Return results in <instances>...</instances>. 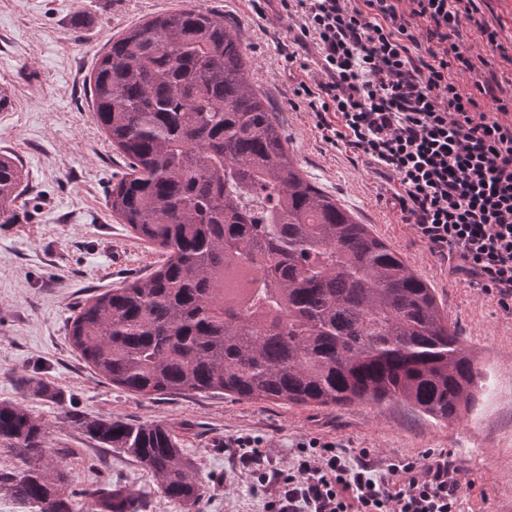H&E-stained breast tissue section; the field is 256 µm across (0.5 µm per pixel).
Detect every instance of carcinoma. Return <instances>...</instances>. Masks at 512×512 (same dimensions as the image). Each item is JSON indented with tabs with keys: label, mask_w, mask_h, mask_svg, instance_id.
Here are the masks:
<instances>
[{
	"label": "carcinoma",
	"mask_w": 512,
	"mask_h": 512,
	"mask_svg": "<svg viewBox=\"0 0 512 512\" xmlns=\"http://www.w3.org/2000/svg\"><path fill=\"white\" fill-rule=\"evenodd\" d=\"M93 112L127 173L110 207L165 259L79 305L73 348L138 396L186 392L341 406L401 400L439 422L468 409L471 360L435 289L304 177L224 18L185 0L109 43ZM22 171L0 156V223ZM157 490L196 506L205 488L166 424L77 417ZM48 431L0 402V447L21 460L0 492L30 512H144L110 483L70 490Z\"/></svg>",
	"instance_id": "obj_1"
}]
</instances>
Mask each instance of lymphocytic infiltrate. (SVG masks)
Segmentation results:
<instances>
[{
    "mask_svg": "<svg viewBox=\"0 0 512 512\" xmlns=\"http://www.w3.org/2000/svg\"><path fill=\"white\" fill-rule=\"evenodd\" d=\"M316 72L300 82L319 130L392 185L391 203L456 277L512 308V72L457 42L477 0H280ZM269 512H459L446 454L374 464L344 445L299 441Z\"/></svg>",
    "mask_w": 512,
    "mask_h": 512,
    "instance_id": "lymphocytic-infiltrate-1",
    "label": "lymphocytic infiltrate"
}]
</instances>
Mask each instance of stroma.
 <instances>
[{
  "label": "stroma",
  "mask_w": 512,
  "mask_h": 512,
  "mask_svg": "<svg viewBox=\"0 0 512 512\" xmlns=\"http://www.w3.org/2000/svg\"><path fill=\"white\" fill-rule=\"evenodd\" d=\"M183 2L0 0V87L12 100L0 111V153L15 155L26 174L14 223L0 224V402L27 405L48 427L50 455L67 464L74 488L109 478L147 499L148 512L190 511L163 499L132 458L90 439L72 413L171 426L206 488L191 512H266L274 491L230 448L240 436L264 441L269 469L287 468L295 444L310 437L369 449L376 463L447 452L460 469V512H512V310L450 275L393 208L388 184L324 139L294 93L303 73L286 61L296 46L278 0L263 19L247 0L200 2L233 27L305 177L435 289L478 372L468 411L438 423L396 400L317 407L204 393L141 397L73 349L67 323L79 304L161 259L112 214L108 194L126 167L94 119L87 78L113 36ZM24 377L51 397L23 387Z\"/></svg>",
  "instance_id": "35a3bbf8"
}]
</instances>
